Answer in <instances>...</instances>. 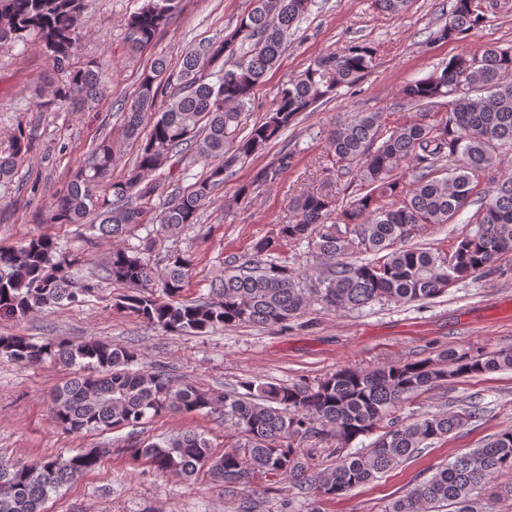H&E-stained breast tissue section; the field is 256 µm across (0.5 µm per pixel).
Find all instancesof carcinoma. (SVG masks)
Wrapping results in <instances>:
<instances>
[{"label": "carcinoma", "mask_w": 512, "mask_h": 512, "mask_svg": "<svg viewBox=\"0 0 512 512\" xmlns=\"http://www.w3.org/2000/svg\"><path fill=\"white\" fill-rule=\"evenodd\" d=\"M182 0H144L127 20L131 46L149 44L181 7ZM410 0H375L392 15ZM82 0H0V43L33 34L43 43L66 80L55 86L43 108L77 107L97 95L101 76L91 66L76 69L72 57L82 38ZM313 0H255L220 42L202 43L172 61H152L126 108L125 127L139 141L134 163L112 177L119 161L112 143L102 141L77 169L48 209L55 224L91 220L100 236L121 238L144 223L148 204L161 183L149 177L161 169L173 174L186 154L206 161L205 176L170 194L158 216L160 233L172 236L197 221L199 211L224 183V172L242 159L261 154L299 114L325 102L342 86L357 85L371 71L369 48L352 45L308 65L281 90L262 122L239 137L242 111L254 89L277 63L292 26ZM485 16L470 0H456L452 21L435 40H457ZM176 87L157 104L160 86ZM405 98L418 118L389 127L380 112H358L332 129L331 167L354 186L339 204L329 192L304 191L293 201L294 222L283 237L312 243L320 265L315 281L300 277L272 258L270 239L255 242L248 257L224 261V279L211 286L213 297L184 300L182 293L194 257L169 256L156 271L145 254L156 242L147 234L130 250L114 247L106 273L126 286L119 305L168 333L203 334L242 323L286 327L313 303L327 310H359L376 304H414L444 295L449 285L476 277L512 256V178L493 192L479 191L478 178L512 150V49L488 47L451 58L441 72L406 84ZM448 106L444 116L439 108ZM22 127L11 152L0 155V181L9 179L28 152ZM288 151L258 173L272 180L290 169ZM412 167V183L403 172ZM478 208L471 228L447 251L425 243L406 245L424 226L450 224L468 206ZM77 258L65 256L50 238L23 240L0 248V316L22 318L49 306L73 304L94 285L72 275ZM0 356L34 367L46 359L78 368L51 392L54 421L70 433L137 429L147 420L173 412L218 413L237 442L217 455L211 442L189 430L160 442L130 443L124 452L161 474L189 479L207 470L224 483V494L257 493L255 475L285 479L315 499L346 494L430 447L479 415L475 406L453 413H423L404 419L398 411L415 395L457 378L512 369V350L473 353L449 348L433 360L388 363L373 370L345 366L310 384L288 386L250 380L222 392L198 389L164 372L134 371L138 353L90 338L73 344L25 336H0ZM377 435L368 448L351 451L361 436ZM334 444L336 460L315 464L324 443ZM110 448H88L32 464L0 467V512H43L51 494L100 467ZM512 471V426L478 448L456 456L431 476L392 500L385 512L478 511L495 476Z\"/></svg>", "instance_id": "1"}]
</instances>
